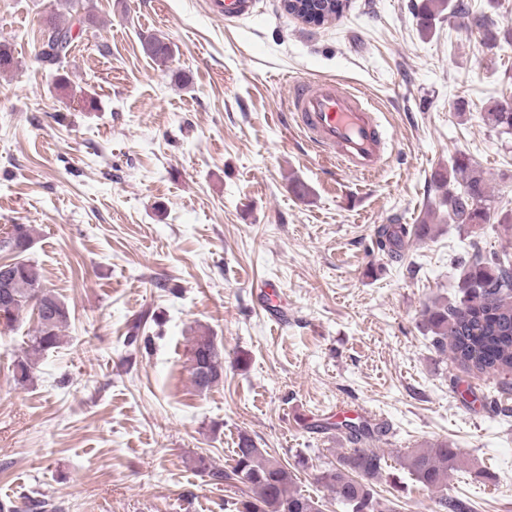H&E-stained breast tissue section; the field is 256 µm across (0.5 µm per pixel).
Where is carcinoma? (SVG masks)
<instances>
[{
	"mask_svg": "<svg viewBox=\"0 0 512 512\" xmlns=\"http://www.w3.org/2000/svg\"><path fill=\"white\" fill-rule=\"evenodd\" d=\"M62 10L45 20V39L40 60L51 69L67 63L75 21H93L90 0H60ZM477 22L478 33L485 45L512 46V28L497 29L484 12L472 15L465 0H421L415 18L423 32L433 29L443 12ZM144 51L156 62L170 58L167 42L152 38L144 43ZM18 61L10 44L0 41V74L17 69ZM487 126L502 135H512V109L496 101L484 108ZM432 183L439 195V205L446 208L450 224L512 223V211L492 208L484 172L464 153L455 154L448 168L434 173ZM408 229L404 224H382L376 230L378 248L392 258L401 256ZM34 241V229L28 224H14L0 238V253L13 254L12 268L0 272V296L16 297L13 304H0V324L13 326L25 311L36 315L35 328L29 336L28 350L41 354L62 343V332L69 320L68 305L47 288L34 262L26 258ZM470 252L456 260L465 297L457 304L436 300L423 313V327L430 332L436 348L451 353L452 361L480 374H496L512 370V259L485 253L479 241H472ZM191 382L199 391H207L224 379V348L210 329L201 327L193 337L190 349ZM346 428L355 442L371 439L368 426L350 420L336 423ZM460 454L446 444L426 448H406L395 454V462L434 496V512H472L469 502L448 495V478L458 468ZM200 468L214 483L245 485L230 502V512H322L319 500L295 488L294 472L288 463L256 446L242 435L227 469L208 468L199 459ZM388 461L376 448H352L336 458V462L320 471L317 481L331 491L347 512H394V503L380 496L376 486L385 477ZM56 506L46 499H30L24 507L0 503V512H54Z\"/></svg>",
	"mask_w": 512,
	"mask_h": 512,
	"instance_id": "obj_1",
	"label": "carcinoma"
}]
</instances>
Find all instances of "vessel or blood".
Masks as SVG:
<instances>
[{"instance_id": "obj_1", "label": "vessel or blood", "mask_w": 512, "mask_h": 512, "mask_svg": "<svg viewBox=\"0 0 512 512\" xmlns=\"http://www.w3.org/2000/svg\"><path fill=\"white\" fill-rule=\"evenodd\" d=\"M292 112L311 141L346 168L361 173L382 160L379 121L370 102L333 83L294 84L289 92Z\"/></svg>"}]
</instances>
